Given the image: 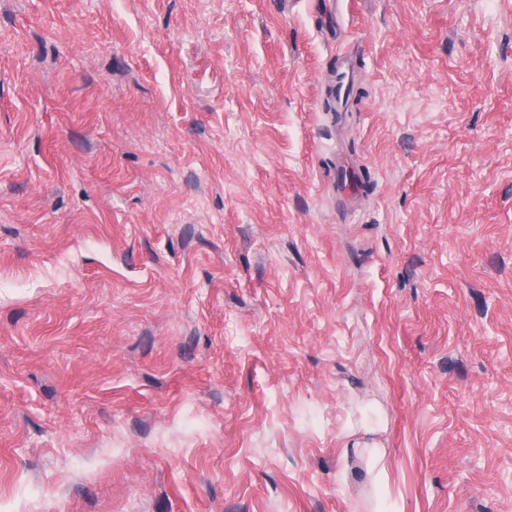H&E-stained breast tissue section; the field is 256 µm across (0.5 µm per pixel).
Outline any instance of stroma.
<instances>
[{
	"instance_id": "stroma-1",
	"label": "stroma",
	"mask_w": 512,
	"mask_h": 512,
	"mask_svg": "<svg viewBox=\"0 0 512 512\" xmlns=\"http://www.w3.org/2000/svg\"><path fill=\"white\" fill-rule=\"evenodd\" d=\"M327 2L0 0V512H512V0ZM352 72L347 58H344L333 74L332 83L337 103H344L352 92Z\"/></svg>"
}]
</instances>
